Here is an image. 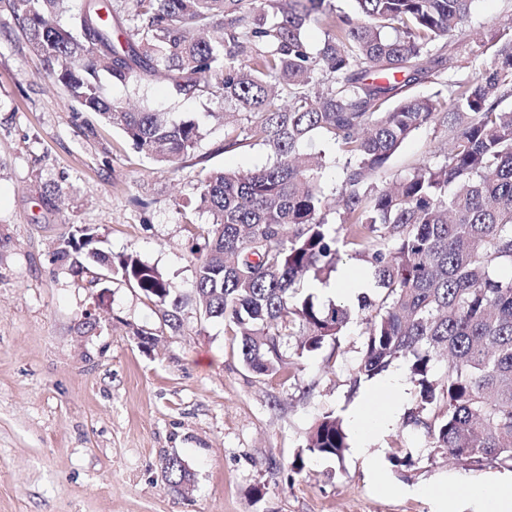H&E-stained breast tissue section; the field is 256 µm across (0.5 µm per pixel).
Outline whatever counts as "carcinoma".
I'll list each match as a JSON object with an SVG mask.
<instances>
[{"instance_id":"1","label":"carcinoma","mask_w":512,"mask_h":512,"mask_svg":"<svg viewBox=\"0 0 512 512\" xmlns=\"http://www.w3.org/2000/svg\"><path fill=\"white\" fill-rule=\"evenodd\" d=\"M57 82L85 110L120 129L164 171H177L201 140L193 119L136 110L107 87L137 88L161 77L177 98L210 94L249 114L242 139L262 145L273 163L247 172L214 169L200 180L194 205L213 216L205 252L194 257V296L206 320L221 319L240 336L245 366L264 375L284 368L285 337L299 323L315 351L339 336L349 306L320 301L305 278L335 268L338 213L384 294L362 301L364 349L353 383L394 361L406 362L416 387L407 423L424 429L429 447L465 468L512 467V18L496 24L492 53L467 82H446L459 68L456 36L473 0H353L354 16L336 18L325 0H81L62 28L65 0H6ZM320 27L321 44L305 40ZM429 81L446 91L398 98ZM446 127L443 161L425 162L390 187L376 182L391 156L418 129ZM320 138L345 157L336 198L321 187L329 164L300 150ZM78 247L180 325L183 297L156 267L133 254L117 258ZM444 371H438L440 363ZM348 436L325 414L307 450L341 457ZM171 489L191 474L166 458Z\"/></svg>"}]
</instances>
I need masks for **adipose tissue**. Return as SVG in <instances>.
Here are the masks:
<instances>
[{"mask_svg": "<svg viewBox=\"0 0 512 512\" xmlns=\"http://www.w3.org/2000/svg\"><path fill=\"white\" fill-rule=\"evenodd\" d=\"M394 415V408L374 412L365 405L352 412L351 426L356 436L357 454H364L368 444L390 427ZM418 493L434 501L436 512H450L456 502L472 505L474 512H512V480L458 482L451 487L435 484L419 487Z\"/></svg>", "mask_w": 512, "mask_h": 512, "instance_id": "adipose-tissue-1", "label": "adipose tissue"}]
</instances>
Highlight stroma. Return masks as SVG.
<instances>
[{"label": "stroma", "instance_id": "obj_1", "mask_svg": "<svg viewBox=\"0 0 512 512\" xmlns=\"http://www.w3.org/2000/svg\"><path fill=\"white\" fill-rule=\"evenodd\" d=\"M510 14L512 0H474L465 40L476 45ZM110 93L198 121L195 156L179 172L156 170L69 98L0 8V512H433L416 487L504 474L501 465L463 468L429 448L423 429L405 423L411 387L379 395L398 414L367 455L308 454L319 419H349L377 384L353 381L364 311L311 353L299 352L292 334L286 367L260 375L243 364L224 321L200 320L189 303L171 330L161 308L120 277L93 281L61 257L85 225L101 250L139 255L190 294L191 255L203 251L212 222L207 210L185 206L202 169L246 172L272 161L260 145L224 149L247 119L221 99L177 98L160 79ZM217 112L228 120L216 122ZM445 138L435 125L416 131L383 181L441 161ZM168 454L190 470L189 491L164 481ZM376 454L389 476L383 488L371 474ZM397 455L412 467L395 466Z\"/></svg>", "mask_w": 512, "mask_h": 512}]
</instances>
